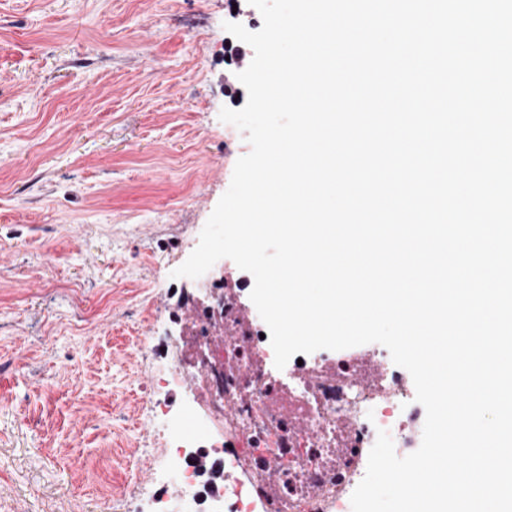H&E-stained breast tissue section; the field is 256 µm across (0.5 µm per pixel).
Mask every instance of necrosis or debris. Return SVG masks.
I'll use <instances>...</instances> for the list:
<instances>
[{
    "label": "necrosis or debris",
    "instance_id": "4bbe7bcc",
    "mask_svg": "<svg viewBox=\"0 0 512 512\" xmlns=\"http://www.w3.org/2000/svg\"><path fill=\"white\" fill-rule=\"evenodd\" d=\"M195 283L202 299L185 325L188 339L172 343L173 362L156 383L199 388V424L186 429L154 403L146 414L160 445L144 453L180 487L173 512H199L192 462L200 455L234 475L210 512H352L379 431L390 434L396 452L419 448L425 409L410 373L382 346L370 350L378 369L372 384L345 354L312 353L270 367L262 319L242 316L239 283L211 271Z\"/></svg>",
    "mask_w": 512,
    "mask_h": 512
}]
</instances>
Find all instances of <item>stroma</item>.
I'll return each mask as SVG.
<instances>
[{"instance_id":"1","label":"stroma","mask_w":512,"mask_h":512,"mask_svg":"<svg viewBox=\"0 0 512 512\" xmlns=\"http://www.w3.org/2000/svg\"><path fill=\"white\" fill-rule=\"evenodd\" d=\"M248 0H0V512H155L173 277L251 150ZM152 337L136 354L133 337Z\"/></svg>"}]
</instances>
